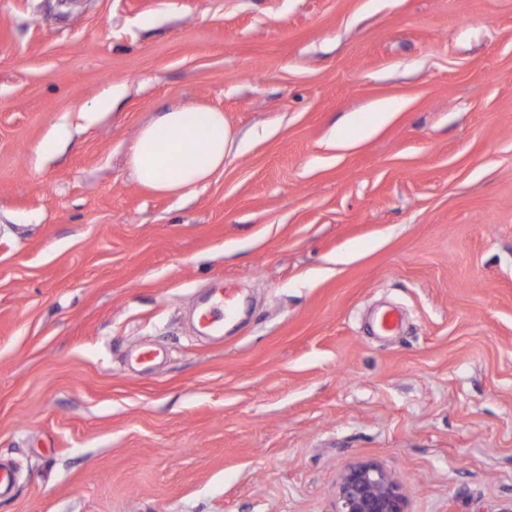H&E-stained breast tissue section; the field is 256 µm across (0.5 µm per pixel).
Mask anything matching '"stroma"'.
<instances>
[{
  "label": "stroma",
  "instance_id": "obj_1",
  "mask_svg": "<svg viewBox=\"0 0 512 512\" xmlns=\"http://www.w3.org/2000/svg\"><path fill=\"white\" fill-rule=\"evenodd\" d=\"M182 104L238 143L183 198L128 164ZM360 460L512 507V0H0V512H334ZM235 305L234 294L224 291L217 295L212 303L199 313V320L204 328H216L224 324V319L232 314Z\"/></svg>",
  "mask_w": 512,
  "mask_h": 512
}]
</instances>
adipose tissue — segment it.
Returning a JSON list of instances; mask_svg holds the SVG:
<instances>
[{
  "label": "adipose tissue",
  "instance_id": "obj_1",
  "mask_svg": "<svg viewBox=\"0 0 512 512\" xmlns=\"http://www.w3.org/2000/svg\"><path fill=\"white\" fill-rule=\"evenodd\" d=\"M236 137L223 112L184 105L142 128L129 153L137 181L158 194L181 195L224 166Z\"/></svg>",
  "mask_w": 512,
  "mask_h": 512
}]
</instances>
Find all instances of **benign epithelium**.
Listing matches in <instances>:
<instances>
[{"mask_svg": "<svg viewBox=\"0 0 512 512\" xmlns=\"http://www.w3.org/2000/svg\"><path fill=\"white\" fill-rule=\"evenodd\" d=\"M403 485L373 461L351 465L336 486L335 512H407Z\"/></svg>", "mask_w": 512, "mask_h": 512, "instance_id": "obj_1", "label": "benign epithelium"}]
</instances>
